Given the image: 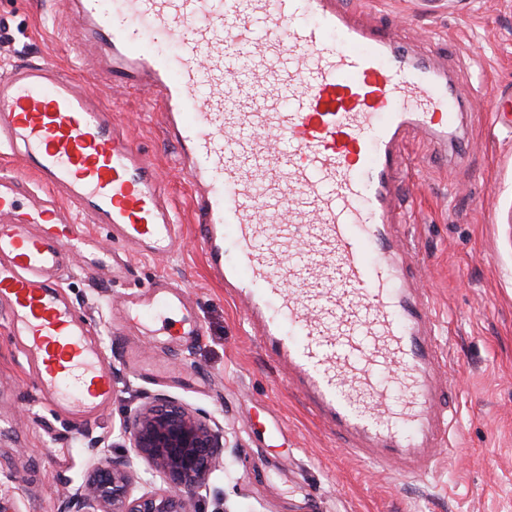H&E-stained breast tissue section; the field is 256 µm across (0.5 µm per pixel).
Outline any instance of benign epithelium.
<instances>
[{
  "label": "benign epithelium",
  "instance_id": "7a95c632",
  "mask_svg": "<svg viewBox=\"0 0 512 512\" xmlns=\"http://www.w3.org/2000/svg\"><path fill=\"white\" fill-rule=\"evenodd\" d=\"M128 421L131 447L161 471L168 488L134 496V461L122 454L87 472L66 497L68 512H200V491L214 471L224 468L223 427L164 397L151 398Z\"/></svg>",
  "mask_w": 512,
  "mask_h": 512
}]
</instances>
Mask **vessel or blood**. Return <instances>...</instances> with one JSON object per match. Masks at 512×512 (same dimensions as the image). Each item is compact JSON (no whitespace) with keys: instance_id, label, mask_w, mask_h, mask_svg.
I'll return each instance as SVG.
<instances>
[{"instance_id":"obj_1","label":"vessel or blood","mask_w":512,"mask_h":512,"mask_svg":"<svg viewBox=\"0 0 512 512\" xmlns=\"http://www.w3.org/2000/svg\"><path fill=\"white\" fill-rule=\"evenodd\" d=\"M113 80L154 91L196 189L211 274L245 305L261 348L361 460L427 477L450 423L429 386L446 363L430 310L396 285L405 245L388 201L403 134L447 141L463 100L446 74L351 23L333 0H73ZM176 43L178 52H159ZM50 57L0 74V305L41 397L80 415L114 381L61 291L73 257L116 271L112 243L155 257L175 242L161 178ZM103 226L110 244L93 234ZM197 321L158 281L127 322Z\"/></svg>"}]
</instances>
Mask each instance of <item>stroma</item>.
I'll return each mask as SVG.
<instances>
[{
	"instance_id": "stroma-1",
	"label": "stroma",
	"mask_w": 512,
	"mask_h": 512,
	"mask_svg": "<svg viewBox=\"0 0 512 512\" xmlns=\"http://www.w3.org/2000/svg\"><path fill=\"white\" fill-rule=\"evenodd\" d=\"M336 8L447 69L465 102V162L448 165L439 146L409 133L391 198L398 233L412 244L399 264L430 305L447 354L433 385L452 392L448 463L424 480L386 476L318 421L207 268L192 187L157 96L95 73L67 0H0V73L47 55L115 105V120L157 169L179 225L170 253H128L119 278L76 260L61 279L116 385L111 404L93 417L38 399L35 369L0 311V512H63L68 491L108 461L88 438H108L126 453L125 412L148 395L224 426L229 465L212 474L204 512L220 503L227 512H512V0H336ZM158 278L201 322L199 335L178 347L157 336L159 319L151 336L123 319L125 301ZM136 350L149 367L133 363ZM14 473L20 481H11Z\"/></svg>"
}]
</instances>
